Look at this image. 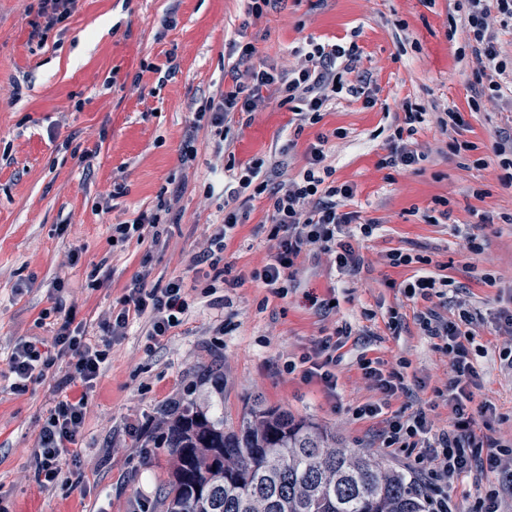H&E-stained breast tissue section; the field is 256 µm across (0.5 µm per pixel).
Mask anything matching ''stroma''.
Returning <instances> with one entry per match:
<instances>
[{
    "mask_svg": "<svg viewBox=\"0 0 512 512\" xmlns=\"http://www.w3.org/2000/svg\"><path fill=\"white\" fill-rule=\"evenodd\" d=\"M463 3L283 0L251 20L244 0H79L40 45L30 39L34 0H0V89L22 85L19 99L0 96V497L10 512H153L170 460L151 423L178 402L223 410L225 425L235 426L259 398L334 428L348 450L414 474L406 452L382 446L380 419L356 411L384 401L389 412L421 410L434 431L450 429L453 414L436 395L448 382V357L415 320L429 304L446 317L461 304L470 311L474 343L484 352L475 400L495 408L491 436L512 441V373L501 368L507 338L497 325L499 312L512 310V223L502 221L512 216V184L500 180L492 151L512 129V105L470 107L473 59L452 32L464 19ZM168 16L174 26H164ZM240 35L255 46L256 61L280 67L296 65L293 48L310 38L357 45V69L370 79L374 106L341 92L319 123L305 126L287 161L299 174L308 144L328 135L332 181L356 189L348 210L381 224L372 236L351 239L364 267L342 276L328 256H310L288 296L271 295L252 278L269 256L267 202L255 200L224 251L241 277L226 289L227 305L200 297L171 335L153 339L141 321L115 342L88 394L77 457L64 464L60 484L42 488L35 451L67 367L58 362L45 380L13 392L8 357L15 343L51 345L56 321L42 325L38 317L55 306L82 324L87 339H106L101 321L142 267L155 280L203 276L205 267L190 260L221 217L223 199L206 195L215 171L231 159L275 160L288 140L292 114L275 100L249 124L231 122L221 146L196 124L198 106L224 87V72L236 62L230 44ZM172 61L178 71L160 79L158 68ZM406 101L427 110L412 137L421 158L405 170L381 167ZM449 108L463 122L444 130L436 115ZM189 137L197 155L185 164ZM172 182L185 185L175 205L181 218L167 225L162 243L113 241V225L152 209ZM440 199L450 217L436 223ZM471 231L481 255L468 248ZM396 249L430 258L434 275L451 277L455 288L428 302L407 297L416 268L390 266L387 255ZM329 296L338 301L330 313L312 306V298ZM343 328L350 335L336 368V398L285 371L287 361ZM363 356L401 369L410 396L385 400L364 378ZM210 366L223 374V388L201 380Z\"/></svg>",
    "mask_w": 512,
    "mask_h": 512,
    "instance_id": "35a3bbf8",
    "label": "stroma"
}]
</instances>
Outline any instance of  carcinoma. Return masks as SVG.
Instances as JSON below:
<instances>
[{"mask_svg": "<svg viewBox=\"0 0 512 512\" xmlns=\"http://www.w3.org/2000/svg\"><path fill=\"white\" fill-rule=\"evenodd\" d=\"M164 420L157 443L172 469L162 512H425L416 480L259 400L235 428L192 404Z\"/></svg>", "mask_w": 512, "mask_h": 512, "instance_id": "obj_1", "label": "carcinoma"}]
</instances>
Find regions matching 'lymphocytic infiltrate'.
I'll return each instance as SVG.
<instances>
[{"label":"lymphocytic infiltrate","mask_w":512,"mask_h":512,"mask_svg":"<svg viewBox=\"0 0 512 512\" xmlns=\"http://www.w3.org/2000/svg\"><path fill=\"white\" fill-rule=\"evenodd\" d=\"M512 28V0H467L464 24L465 39L475 62L472 70L479 87V97L512 104V70L501 55L500 30ZM238 65L230 71V83L224 90L208 97L199 106L196 117L206 123L216 142H224L230 132L227 120L231 114H252L263 110L270 100L292 112L296 131L306 125L317 124L322 112L335 100L346 85L345 74L351 73L357 60L355 47L338 43L308 41L299 49V62L289 69L269 64H253L256 48L252 43L235 42L231 45ZM404 123L396 127L389 143L388 154L381 164L390 168L406 169L417 164L420 156L410 136L416 123L422 122L424 108L406 102L402 105ZM326 135H317L306 149V167L294 178L279 179L284 161L266 162L256 159L224 183V216L217 223L208 245L193 258L194 264L207 265L213 273L210 280L186 283L173 278L165 283H149V271L135 276L125 294L112 310L106 313L103 326L107 339L88 342L72 318H65L54 338L55 354L42 352L37 342L19 340L9 357V372L14 378V392L26 391L29 383L44 378L59 360H66L69 370L64 384L80 387L77 395L54 397L40 433L37 455L38 481L41 487L54 486L62 471V461L77 445L85 425L87 397L103 367L112 359V344L126 336L129 327L147 320L148 334L162 337L179 326L193 302L191 289H199L202 296L215 294L217 288H234L239 284L231 266L224 262V250L237 226L248 218L246 207L259 197H266L269 205L267 219L270 228L267 240L271 258L254 278L273 296L287 297L298 271L301 259L308 254L332 256L339 272L360 273L364 263L349 242L350 224H358L362 236L373 235L379 223L362 218L359 212L346 210L354 197L351 185L326 183L331 168L327 165ZM183 185H176L170 193L159 194L154 209L140 213L136 218L113 225V238L126 241L158 243L161 228L170 223L175 203ZM391 266L413 263L425 270L405 287L411 298L429 302L432 297H445L450 278H438L427 272L431 260L413 257L401 250L387 256ZM424 335L436 339L439 348L448 356L451 375L440 396L450 406L454 422L452 429L433 432L425 413L394 414L384 417L380 433L384 447L403 448L414 453L419 471L431 493L427 497L428 512H455L448 496V487L455 480L475 470L493 472L498 476L497 486L479 496L470 512H500L499 500L503 494L512 495V467H504L505 459H512V443L504 444L486 433L477 431L478 418L491 414L489 405L474 402V390L480 374L474 362V338L468 330L472 321L466 309H459L457 318H447L435 308H425L417 316ZM341 341H319L300 363H288V371H301L304 380H317L328 394L338 387L336 367L342 358Z\"/></svg>","instance_id":"1"}]
</instances>
